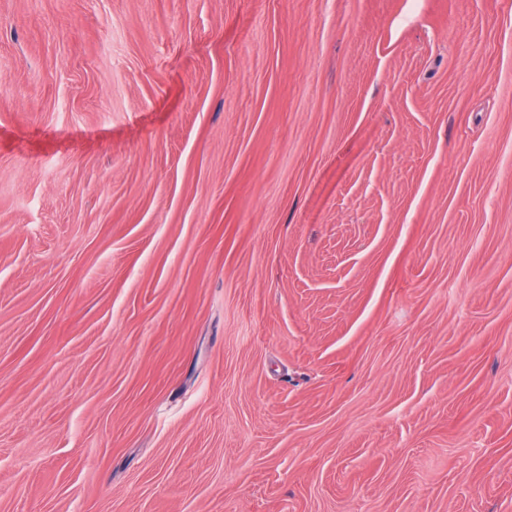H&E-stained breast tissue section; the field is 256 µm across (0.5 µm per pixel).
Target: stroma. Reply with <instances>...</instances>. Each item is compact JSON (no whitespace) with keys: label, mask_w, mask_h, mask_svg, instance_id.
<instances>
[{"label":"stroma","mask_w":512,"mask_h":512,"mask_svg":"<svg viewBox=\"0 0 512 512\" xmlns=\"http://www.w3.org/2000/svg\"><path fill=\"white\" fill-rule=\"evenodd\" d=\"M0 512H512V0H0Z\"/></svg>","instance_id":"obj_1"}]
</instances>
